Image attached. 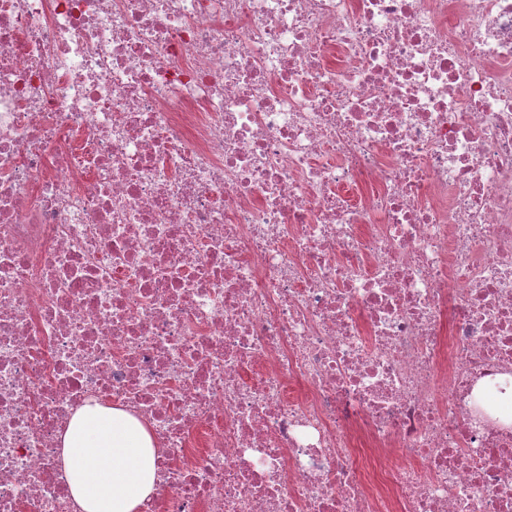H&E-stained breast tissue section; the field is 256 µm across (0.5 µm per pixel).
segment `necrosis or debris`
<instances>
[{
	"instance_id": "necrosis-or-debris-1",
	"label": "necrosis or debris",
	"mask_w": 512,
	"mask_h": 512,
	"mask_svg": "<svg viewBox=\"0 0 512 512\" xmlns=\"http://www.w3.org/2000/svg\"><path fill=\"white\" fill-rule=\"evenodd\" d=\"M511 384L512 0H0V512L91 401L142 512H512Z\"/></svg>"
}]
</instances>
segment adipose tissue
Here are the masks:
<instances>
[{
  "mask_svg": "<svg viewBox=\"0 0 512 512\" xmlns=\"http://www.w3.org/2000/svg\"><path fill=\"white\" fill-rule=\"evenodd\" d=\"M61 458L79 512H141L158 481L148 429L125 411L96 402L73 415Z\"/></svg>",
  "mask_w": 512,
  "mask_h": 512,
  "instance_id": "obj_1",
  "label": "adipose tissue"
}]
</instances>
